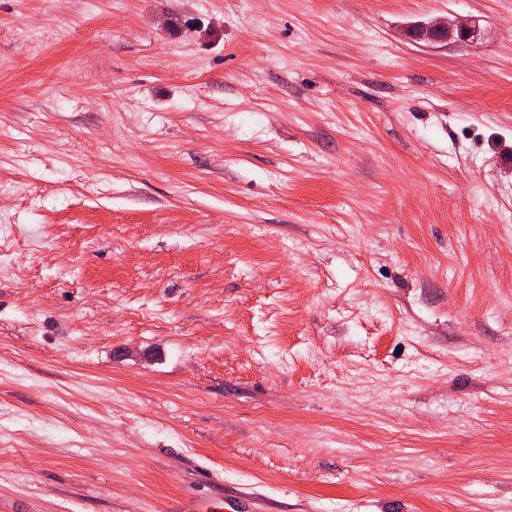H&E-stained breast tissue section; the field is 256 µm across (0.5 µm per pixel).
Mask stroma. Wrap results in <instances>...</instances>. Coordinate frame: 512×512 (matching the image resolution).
I'll list each match as a JSON object with an SVG mask.
<instances>
[{"label":"stroma","mask_w":512,"mask_h":512,"mask_svg":"<svg viewBox=\"0 0 512 512\" xmlns=\"http://www.w3.org/2000/svg\"><path fill=\"white\" fill-rule=\"evenodd\" d=\"M224 487L512 512V0H0V512Z\"/></svg>","instance_id":"1"}]
</instances>
